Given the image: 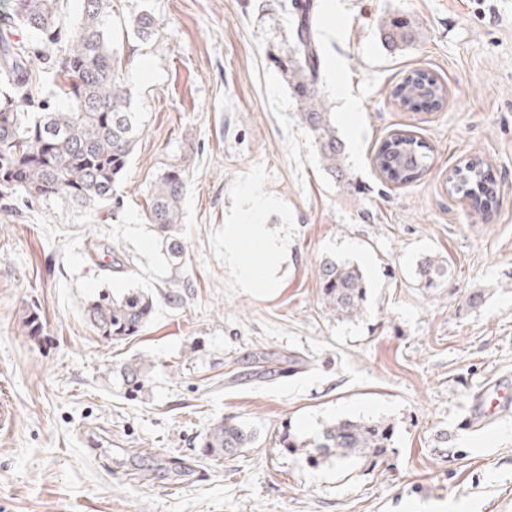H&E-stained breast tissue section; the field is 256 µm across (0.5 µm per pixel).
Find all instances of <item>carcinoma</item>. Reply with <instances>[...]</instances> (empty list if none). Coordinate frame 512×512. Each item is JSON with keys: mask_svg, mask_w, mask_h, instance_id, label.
<instances>
[{"mask_svg": "<svg viewBox=\"0 0 512 512\" xmlns=\"http://www.w3.org/2000/svg\"><path fill=\"white\" fill-rule=\"evenodd\" d=\"M58 0H18L11 26L27 39L12 41L0 35V199L25 202L60 199L89 211L112 203L114 187L121 179L135 144L142 134L137 113L131 111L130 91L118 76L119 65L104 22V0H84V18L55 66L50 93L68 102L66 109H52L41 101L42 111L25 112L18 102L42 94L35 72L32 41L55 40ZM143 40L155 35L147 13L131 20ZM390 47L407 44L413 32L406 22L392 19L382 27ZM272 60L288 84L296 116L312 139L323 170L332 179L349 183L344 143L336 132L331 112L314 81L319 55L314 45L309 16H301L296 42ZM402 108L442 105L445 89L422 71L403 78L392 90ZM375 167L389 181L406 184L419 179L430 166L428 147L416 137L397 133L378 149ZM187 180L179 168L168 170L148 193L146 221L159 230L170 259L184 263V247L172 232L181 223V202ZM450 193L472 200L481 210L496 190L486 177L482 161L472 159L454 170ZM435 259L421 263L419 274L428 283L444 276ZM318 282L323 303L336 316L360 315L367 285L357 265L322 261ZM154 312L153 299L138 291L119 298L102 294L88 301L87 320L94 332L110 342L139 335ZM254 433L238 423L220 420L212 424L201 448L206 456L221 458L253 446ZM389 428L381 422L338 420L326 424L313 440L300 443L283 439V447H301L299 460L320 464L327 460L369 459L388 446Z\"/></svg>", "mask_w": 512, "mask_h": 512, "instance_id": "cac0c4a2", "label": "carcinoma"}]
</instances>
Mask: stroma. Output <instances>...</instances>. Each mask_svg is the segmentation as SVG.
<instances>
[{"label":"stroma","instance_id":"1","mask_svg":"<svg viewBox=\"0 0 512 512\" xmlns=\"http://www.w3.org/2000/svg\"><path fill=\"white\" fill-rule=\"evenodd\" d=\"M483 3L479 19L465 0H107L143 133L118 207L0 211V401L14 412L0 433V512H497L512 499V414L483 434L461 426L473 392L512 379V0ZM305 10L347 187L322 169L271 60L293 46ZM142 12L157 26L146 42L130 27ZM82 16L83 0H59L60 35L39 46L40 70ZM393 17L415 33L396 49L381 35ZM415 70L444 85L439 110L391 97ZM396 133L430 148L429 170L404 186L373 167ZM476 156L497 187L482 219L446 182ZM171 166L188 175L175 230L183 267L144 216ZM257 222L282 247L263 288L224 262L262 254L248 230ZM93 240L120 248L123 272L88 257ZM431 256L448 273L428 288L417 266ZM328 258L365 275L354 319L322 302ZM129 288L152 295L155 311L139 336L112 344L84 308ZM29 311L40 337L22 330ZM141 361L133 392L121 371ZM223 418L257 442L213 461L201 442ZM338 419L389 425L387 451L311 467L280 444Z\"/></svg>","mask_w":512,"mask_h":512}]
</instances>
